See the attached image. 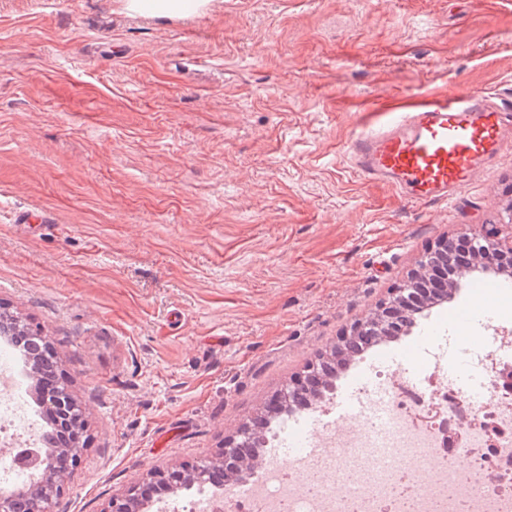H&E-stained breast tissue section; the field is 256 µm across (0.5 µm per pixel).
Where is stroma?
Returning a JSON list of instances; mask_svg holds the SVG:
<instances>
[{
    "label": "stroma",
    "instance_id": "1",
    "mask_svg": "<svg viewBox=\"0 0 512 512\" xmlns=\"http://www.w3.org/2000/svg\"><path fill=\"white\" fill-rule=\"evenodd\" d=\"M512 95L500 0H0V308L41 326L87 445L51 512H104L150 471L214 456L417 261L512 236V149L451 203L355 172L344 146L413 95ZM42 215L17 223L20 212ZM392 348L465 365L448 323ZM471 333L512 352V307ZM121 7L133 14L183 17L206 11L210 0H120Z\"/></svg>",
    "mask_w": 512,
    "mask_h": 512
}]
</instances>
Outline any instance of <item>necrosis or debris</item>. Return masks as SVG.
<instances>
[{
	"mask_svg": "<svg viewBox=\"0 0 512 512\" xmlns=\"http://www.w3.org/2000/svg\"><path fill=\"white\" fill-rule=\"evenodd\" d=\"M481 420L451 425L461 401L452 382L432 394L410 391L373 366V388L388 395L389 415L378 422L374 401L343 431L326 428L318 454L288 473L260 471L244 492L261 512H512V360L488 357ZM43 427L19 392V369L0 351V444L38 445ZM470 451V470L454 461ZM350 484L344 498L335 486Z\"/></svg>",
	"mask_w": 512,
	"mask_h": 512,
	"instance_id": "1",
	"label": "necrosis or debris"
}]
</instances>
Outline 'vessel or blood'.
<instances>
[{
    "mask_svg": "<svg viewBox=\"0 0 512 512\" xmlns=\"http://www.w3.org/2000/svg\"><path fill=\"white\" fill-rule=\"evenodd\" d=\"M512 146V114L479 92L424 96L390 110L356 135L347 154L365 181L428 203L456 198L475 174ZM310 422L289 426L264 466L299 457Z\"/></svg>",
    "mask_w": 512,
    "mask_h": 512,
    "instance_id": "vessel-or-blood-1",
    "label": "vessel or blood"
}]
</instances>
